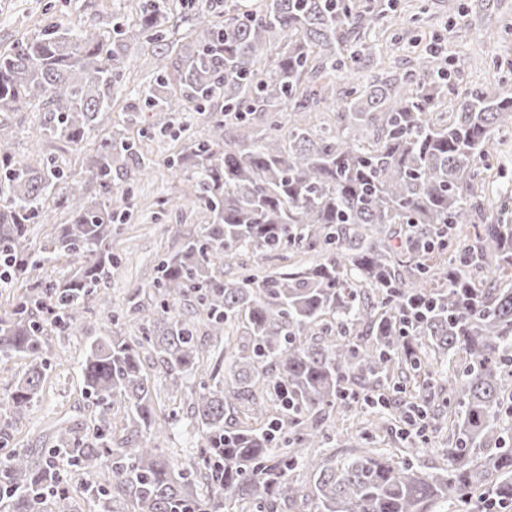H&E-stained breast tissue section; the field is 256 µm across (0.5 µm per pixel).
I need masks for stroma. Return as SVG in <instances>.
<instances>
[{
  "instance_id": "stroma-1",
  "label": "stroma",
  "mask_w": 512,
  "mask_h": 512,
  "mask_svg": "<svg viewBox=\"0 0 512 512\" xmlns=\"http://www.w3.org/2000/svg\"><path fill=\"white\" fill-rule=\"evenodd\" d=\"M227 0H185L167 24L166 41L179 49L189 48V33L197 6L220 15ZM147 0H0V51L41 34L50 24L73 29L96 22L106 30L113 19L135 28ZM398 16L396 25L377 30L375 39L382 59L365 63L358 74L360 87H368L393 68L414 67L429 43H438L448 59L450 79L458 87H477L491 92L512 89V0H393ZM157 47L145 39L128 43L130 64L125 69L122 88L112 107L96 127V137L121 132L135 140L138 151L153 163L150 177L115 179V198L127 199L131 217L112 235V251L118 257L101 285L113 307L126 303L132 289L150 280L159 256L176 252L186 237L199 234L210 217L201 208L185 207L178 213L161 214L159 202L179 196L182 190L171 175L169 162L178 156L185 138L181 129L212 135L204 113L195 108L173 116L169 132H161L148 97L157 77ZM136 112V124H128L129 112ZM17 130L14 148L33 166L55 161L65 171L79 172L81 154L67 151L59 141L42 136L39 126L44 112L31 104L9 113ZM104 324L100 308H93L85 330L52 333L48 338L50 367L38 402L19 419L0 416V433L6 434L9 449L24 451L34 463H43L57 425L72 427L77 434L90 435L97 412L94 399L83 391L80 361L90 337L98 335ZM197 385L187 377L180 390V425L161 438L164 448L177 449L180 455L192 452L198 443L190 414L191 394Z\"/></svg>"
}]
</instances>
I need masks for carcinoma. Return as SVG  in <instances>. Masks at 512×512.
Here are the masks:
<instances>
[{"label": "carcinoma", "mask_w": 512, "mask_h": 512, "mask_svg": "<svg viewBox=\"0 0 512 512\" xmlns=\"http://www.w3.org/2000/svg\"><path fill=\"white\" fill-rule=\"evenodd\" d=\"M175 0H151L138 34L165 40ZM389 4L354 0H261L224 9L220 22L199 9L187 55H159L149 105L160 129L169 113L224 97L237 138L186 137L171 163L185 184L161 205L202 204L211 214L196 238L163 257L154 276L112 310L104 333L83 355L85 392L98 408L91 441L65 427L48 456L105 483L89 496L110 512H277L301 497L312 512H457L489 497L512 502V189L487 195L488 145L512 138V90L456 93L448 118L434 113L454 91L447 60L420 57L418 72L384 78L360 91L355 75L377 53L375 40H351L396 23ZM129 28L51 25L0 53V112L45 106L43 135L71 152L91 150L82 173L17 157V133L0 120V253L11 267L0 285L21 290L0 316V362L31 359L0 410L25 415L46 376V337L79 330L90 307L106 301L99 285L118 262L112 225L126 218L113 198V174L147 176L149 162L127 137L91 142L99 114L121 90ZM276 47L274 60L268 52ZM347 73L336 96L327 76ZM266 122L245 135L251 115ZM97 184L88 200L83 183ZM54 195L69 222L35 246L31 225ZM320 248L322 259L289 258ZM271 263L261 271L244 258ZM58 259L64 281L40 276ZM43 318L34 321L30 307ZM140 321L139 334L118 328ZM221 337L236 330L224 365L209 364L199 325ZM152 359L167 396L145 370ZM199 376L191 414L194 461L183 467L157 443L181 421L171 405L185 376ZM415 396L421 430L448 429L446 464L428 472L410 415L396 397ZM376 415L369 440L397 427L404 454L367 448L340 461L322 456L338 409ZM124 412L116 435L115 411ZM302 468L310 485L290 472ZM9 512H49L46 486L66 479L27 454L8 455Z\"/></svg>", "instance_id": "obj_1"}]
</instances>
